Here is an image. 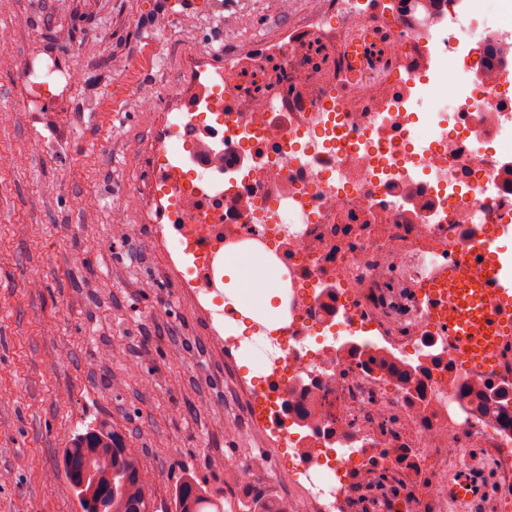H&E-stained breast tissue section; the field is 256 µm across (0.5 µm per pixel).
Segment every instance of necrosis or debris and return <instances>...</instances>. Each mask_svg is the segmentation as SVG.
I'll return each mask as SVG.
<instances>
[{"mask_svg":"<svg viewBox=\"0 0 512 512\" xmlns=\"http://www.w3.org/2000/svg\"><path fill=\"white\" fill-rule=\"evenodd\" d=\"M496 14L502 65L486 68V45L473 30ZM384 31L386 55L375 87L339 76L351 31ZM315 27L338 61L337 71L308 66L303 45L282 48L276 71L248 53L251 82L228 69L226 86L239 110L224 126V221L192 224L198 263L185 282L209 301L216 269L231 243L274 252L288 283L284 326L237 335L240 313L225 307L216 346L260 352L277 345L264 383L241 381L249 424L292 453L274 477L298 490L313 512H344L339 498L348 470L364 450L401 447L409 430L417 456L439 465L434 498L447 504L449 471L465 464L492 470L501 501L512 500V423L497 422L462 388L512 385V360L495 371L466 368L448 329L426 305L425 290L447 271L473 231L499 239L512 229V0H437L410 20L377 10L373 0H333ZM460 62L449 71V57ZM479 73L468 81L470 73ZM296 109L276 112L282 85ZM457 88L454 111L413 104ZM401 353L425 350L427 398L417 402L381 369L355 364L350 343ZM313 408L330 436L307 432L286 401ZM467 448L484 457L464 459Z\"/></svg>","mask_w":512,"mask_h":512,"instance_id":"4bbe7bcc","label":"necrosis or debris"}]
</instances>
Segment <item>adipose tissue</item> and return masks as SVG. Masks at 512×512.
Listing matches in <instances>:
<instances>
[{
    "instance_id": "ef3b65f1",
    "label": "adipose tissue",
    "mask_w": 512,
    "mask_h": 512,
    "mask_svg": "<svg viewBox=\"0 0 512 512\" xmlns=\"http://www.w3.org/2000/svg\"><path fill=\"white\" fill-rule=\"evenodd\" d=\"M226 296L231 305L248 319L279 325L285 315L287 285L271 250L242 242L224 249Z\"/></svg>"
}]
</instances>
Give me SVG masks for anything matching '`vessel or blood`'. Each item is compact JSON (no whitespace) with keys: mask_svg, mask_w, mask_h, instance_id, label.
I'll use <instances>...</instances> for the list:
<instances>
[{"mask_svg":"<svg viewBox=\"0 0 512 512\" xmlns=\"http://www.w3.org/2000/svg\"><path fill=\"white\" fill-rule=\"evenodd\" d=\"M373 28L358 32L345 52L352 71H359L376 43ZM236 103L224 90V64L194 82L183 95L159 141L152 164L151 184L161 215L170 224H217L224 211L225 113ZM482 274H475V266ZM429 310L448 327L468 366L494 368L512 336V286L499 276V262L485 234L469 239L465 251L448 266V275L427 288ZM448 499L457 512H467L485 491L475 474L462 471L448 479Z\"/></svg>","mask_w":512,"mask_h":512,"instance_id":"vessel-or-blood-1","label":"vessel or blood"}]
</instances>
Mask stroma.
Returning a JSON list of instances; mask_svg holds the SVG:
<instances>
[{"label":"stroma","instance_id":"obj_1","mask_svg":"<svg viewBox=\"0 0 512 512\" xmlns=\"http://www.w3.org/2000/svg\"><path fill=\"white\" fill-rule=\"evenodd\" d=\"M327 2L0 0V512H81L56 461L104 420L138 448L155 512H175L187 479L227 512L249 486L272 501L287 494L272 477L282 451L224 431L245 416L238 380L254 371L214 348L170 242L137 217L156 211L148 177L163 115L213 51L229 65L250 49L275 63L294 37L329 66L308 29ZM42 63L81 80L30 100L28 71ZM116 224L134 235L113 237ZM251 459L265 468L248 485L228 479L230 464ZM434 469L429 458L398 467L370 489L347 478L346 512H432L414 492Z\"/></svg>","mask_w":512,"mask_h":512}]
</instances>
